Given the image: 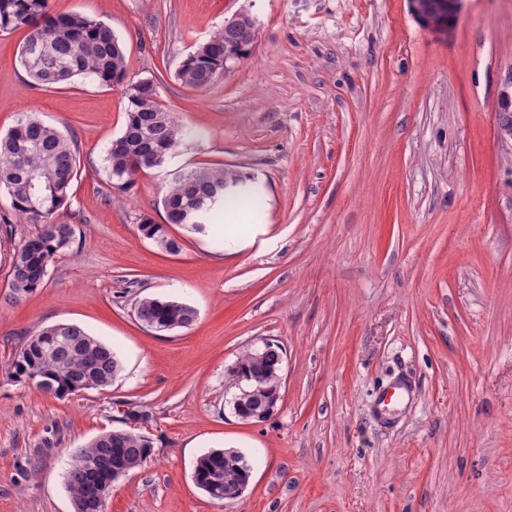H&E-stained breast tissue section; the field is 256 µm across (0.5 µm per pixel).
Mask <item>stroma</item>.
Listing matches in <instances>:
<instances>
[{"mask_svg":"<svg viewBox=\"0 0 512 512\" xmlns=\"http://www.w3.org/2000/svg\"><path fill=\"white\" fill-rule=\"evenodd\" d=\"M71 11L111 25L127 82L155 80L192 137L170 168L112 188L123 86L31 85L25 30H0V135L32 112L80 159L58 214L76 243L20 301L9 273L31 227L0 230V512H73L70 453L112 430L153 448L105 512H512V144L495 131L512 0H463L444 31L409 0H50ZM243 11L249 56L206 89L181 84L180 62ZM199 166L250 176L263 209L217 216L236 250L171 224L166 252L141 221L163 222L170 169ZM145 296L197 317L152 331L133 311ZM56 323L112 345L111 386L59 399L11 378L26 336ZM267 340L281 397L245 421L229 371ZM230 447L252 472L222 502L192 473Z\"/></svg>","mask_w":512,"mask_h":512,"instance_id":"1","label":"stroma"}]
</instances>
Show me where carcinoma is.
Masks as SVG:
<instances>
[{"label":"carcinoma","instance_id":"carcinoma-1","mask_svg":"<svg viewBox=\"0 0 512 512\" xmlns=\"http://www.w3.org/2000/svg\"><path fill=\"white\" fill-rule=\"evenodd\" d=\"M29 29L20 49V61L34 84L53 88L75 77L105 86L125 85L128 100L121 135L107 151L105 164L113 187L125 190L135 176L168 163L181 141L191 132L158 101L152 79L125 83L126 57L121 43L107 24L80 13L52 15L48 0H0V29ZM224 29L213 32L187 55L177 70V79L194 89L209 87L224 74ZM78 175L77 145L58 128L27 115L0 138V191L10 199L12 215L24 224L35 225L15 252L10 282L19 300L44 286L50 265L69 252L75 242V227L56 219L68 204L69 192ZM237 182L240 191L249 190V178L222 166H201L173 173L161 200L164 223L145 219L141 230L159 245L180 249L168 236L165 225L186 224L199 233L211 227V216L238 193L224 192V183ZM136 319L162 324L181 318L182 303L173 299L144 297L134 305ZM47 326L27 337L15 359L11 375L18 382L44 380L47 393L64 397L83 390L84 376L114 380L121 362L112 348L73 324L64 332L68 348L49 355L50 345L41 340L49 335ZM280 370L255 364L254 352L238 359L231 377L245 381L249 388L262 380L267 393L279 390ZM152 452V442L127 430L105 432L75 449L64 472V482L73 506L91 494L97 480L109 473L122 475L143 465ZM196 485L205 490L219 483L223 496L233 499L248 473L232 454L213 449L200 456L194 467Z\"/></svg>","mask_w":512,"mask_h":512}]
</instances>
